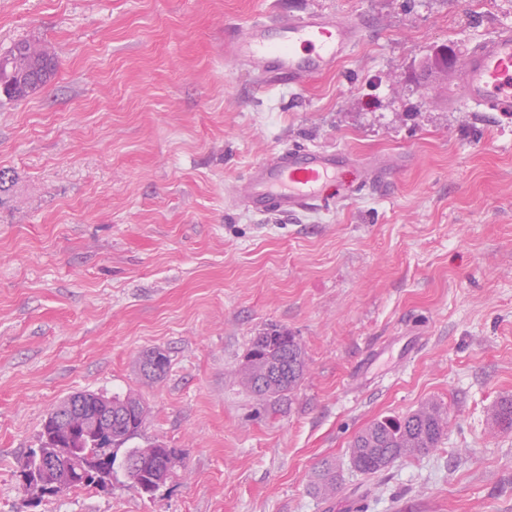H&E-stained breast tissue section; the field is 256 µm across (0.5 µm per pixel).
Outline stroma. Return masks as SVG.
Instances as JSON below:
<instances>
[{
	"instance_id": "1",
	"label": "stroma",
	"mask_w": 512,
	"mask_h": 512,
	"mask_svg": "<svg viewBox=\"0 0 512 512\" xmlns=\"http://www.w3.org/2000/svg\"><path fill=\"white\" fill-rule=\"evenodd\" d=\"M307 13L369 29L299 86L225 57V23ZM505 24L512 0H0V51L57 58L37 94L0 98V512H512V432L492 423L512 396V115L449 111L421 67ZM292 145L404 165L322 211L232 206ZM272 327L307 371L265 403L240 370ZM154 348L158 382L138 368ZM78 391L145 403L131 447L179 455L153 495L20 487ZM425 403L448 419L438 448L351 469L359 431ZM339 473L334 463H324L315 477L314 486L317 493L328 495L336 490Z\"/></svg>"
}]
</instances>
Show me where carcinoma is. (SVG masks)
<instances>
[{"mask_svg": "<svg viewBox=\"0 0 512 512\" xmlns=\"http://www.w3.org/2000/svg\"><path fill=\"white\" fill-rule=\"evenodd\" d=\"M56 72L55 54L49 45L21 40L0 52V96L25 99L44 88ZM271 329L254 337L243 370L242 383L266 401H277L294 393L306 371V357L296 337L282 339ZM147 420L139 399L131 394L112 396V447L89 443L79 454L73 476L54 492L64 496L81 487L105 490L121 468L130 486L142 493L156 491L178 461L176 449L123 448L139 435ZM493 425L512 431V398H502L493 409ZM447 419L440 407L427 403L407 415L377 420L358 432L349 444L350 466L364 475H374L402 458L425 454L438 447L445 435ZM339 473L334 463H325L315 477L317 493L336 490Z\"/></svg>", "mask_w": 512, "mask_h": 512, "instance_id": "1", "label": "carcinoma"}]
</instances>
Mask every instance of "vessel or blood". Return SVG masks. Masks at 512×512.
Instances as JSON below:
<instances>
[{"instance_id":"b4317fda","label":"vessel or blood","mask_w":512,"mask_h":512,"mask_svg":"<svg viewBox=\"0 0 512 512\" xmlns=\"http://www.w3.org/2000/svg\"><path fill=\"white\" fill-rule=\"evenodd\" d=\"M365 35L362 23L309 13L285 20H255L226 29L224 53L266 76L296 85L333 69ZM449 110L461 105L512 113V27L499 28L467 54L464 66L449 73ZM358 164L347 151L305 146L285 148L253 165L245 178L242 203L255 214L312 212L329 201L336 177ZM382 162L363 167L361 187L384 192L393 172Z\"/></svg>"}]
</instances>
